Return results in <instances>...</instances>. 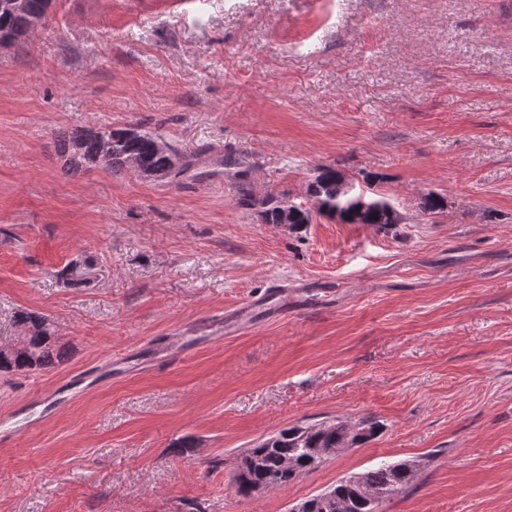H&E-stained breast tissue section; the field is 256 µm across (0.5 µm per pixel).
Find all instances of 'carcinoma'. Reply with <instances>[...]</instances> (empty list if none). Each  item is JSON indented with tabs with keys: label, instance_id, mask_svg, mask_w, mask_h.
Listing matches in <instances>:
<instances>
[{
	"label": "carcinoma",
	"instance_id": "obj_1",
	"mask_svg": "<svg viewBox=\"0 0 512 512\" xmlns=\"http://www.w3.org/2000/svg\"><path fill=\"white\" fill-rule=\"evenodd\" d=\"M51 0H0V37L18 42L32 33L47 19ZM60 153L64 167L78 171L84 167L104 166L113 172L132 170L144 177L163 179L183 172L189 163L185 156L169 145L161 148V135L142 132L132 128L101 127L78 133L63 132ZM225 169L233 171L232 187L238 203L246 208L259 207L265 222L276 223L283 210V200L267 195L256 198L245 181V161L233 154L224 156ZM342 173L332 167L319 169L309 183L308 193L319 197L329 212H339L348 224H375L385 227L400 223V214L394 204L382 196L361 197L363 191L356 188L341 190L339 179ZM288 219L303 227L312 223V216L300 203L289 202ZM423 211L429 215L444 212L445 198L431 193L421 202ZM14 322L25 333L26 348L12 352L0 349V371H29L47 369L64 358L50 320L41 314L19 310ZM380 425L372 419H362L351 426L346 420L312 425H294L264 439L251 449L257 463L247 470L236 468L234 483L236 492L250 497L260 488H280L311 470L321 461L314 458L311 448H354L372 440ZM417 470L403 461H384L375 468L357 474L352 480L345 477L336 485L306 503L312 505L310 512H378L380 504L408 488L416 477ZM373 494L369 499L361 490Z\"/></svg>",
	"mask_w": 512,
	"mask_h": 512
}]
</instances>
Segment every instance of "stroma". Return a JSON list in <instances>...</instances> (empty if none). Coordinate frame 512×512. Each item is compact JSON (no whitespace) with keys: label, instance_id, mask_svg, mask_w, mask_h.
<instances>
[{"label":"stroma","instance_id":"stroma-1","mask_svg":"<svg viewBox=\"0 0 512 512\" xmlns=\"http://www.w3.org/2000/svg\"><path fill=\"white\" fill-rule=\"evenodd\" d=\"M105 125L193 166L66 173L58 132ZM227 153L256 194L305 201L332 166L402 221L264 223ZM283 282L310 306L216 322ZM19 310L68 358L0 372V512H289L387 460L420 470L380 512H512V0H53L0 51V340ZM367 417L236 494L268 435ZM347 420L312 425H294L264 439L254 448H249L257 463L243 469L236 465L234 483L239 496L250 497L259 488H280L316 469L323 461L335 455L337 448H354L372 440L380 425L373 419H362L355 426ZM310 448V452L309 449Z\"/></svg>","mask_w":512,"mask_h":512}]
</instances>
